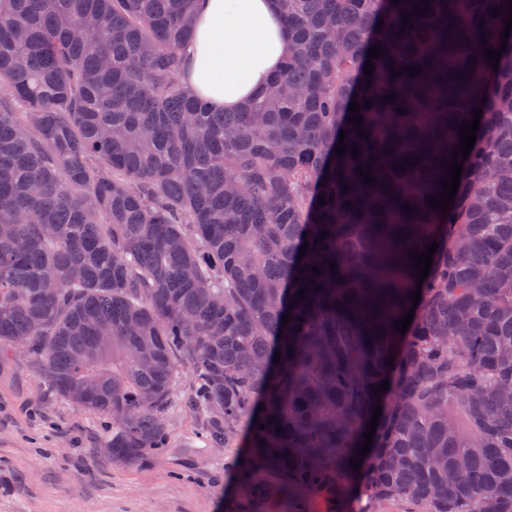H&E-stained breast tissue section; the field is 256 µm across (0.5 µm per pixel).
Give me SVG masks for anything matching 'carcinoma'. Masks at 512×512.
Here are the masks:
<instances>
[{"instance_id": "obj_1", "label": "carcinoma", "mask_w": 512, "mask_h": 512, "mask_svg": "<svg viewBox=\"0 0 512 512\" xmlns=\"http://www.w3.org/2000/svg\"><path fill=\"white\" fill-rule=\"evenodd\" d=\"M196 2L0 0V354L26 339L114 459L185 409L305 512L347 492L379 406L368 498L512 512V34L485 57L507 0H280L288 57L235 112L180 81Z\"/></svg>"}]
</instances>
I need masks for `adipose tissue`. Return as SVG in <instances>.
<instances>
[{
	"instance_id": "adipose-tissue-1",
	"label": "adipose tissue",
	"mask_w": 512,
	"mask_h": 512,
	"mask_svg": "<svg viewBox=\"0 0 512 512\" xmlns=\"http://www.w3.org/2000/svg\"><path fill=\"white\" fill-rule=\"evenodd\" d=\"M182 83L220 111L265 89L289 53L279 0H198Z\"/></svg>"
}]
</instances>
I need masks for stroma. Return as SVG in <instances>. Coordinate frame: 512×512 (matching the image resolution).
<instances>
[{
	"label": "stroma",
	"mask_w": 512,
	"mask_h": 512,
	"mask_svg": "<svg viewBox=\"0 0 512 512\" xmlns=\"http://www.w3.org/2000/svg\"><path fill=\"white\" fill-rule=\"evenodd\" d=\"M171 444L126 461L103 446L106 421L58 400L39 365L22 353L0 359V512H283L280 497L256 502L238 466L245 440L206 442L207 423L170 418ZM392 498L312 497L307 512H408Z\"/></svg>",
	"instance_id": "35a3bbf8"
}]
</instances>
